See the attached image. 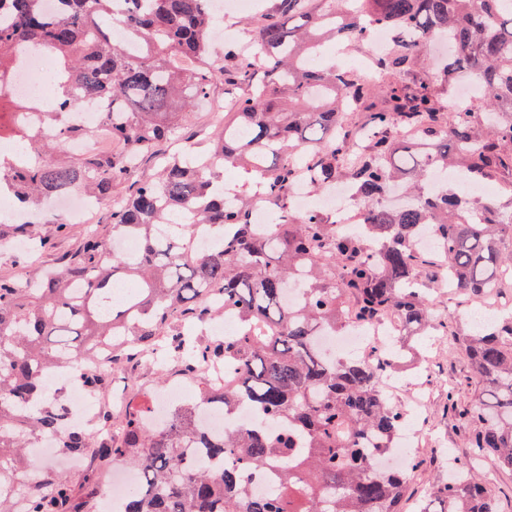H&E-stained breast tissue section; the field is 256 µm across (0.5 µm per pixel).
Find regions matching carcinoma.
Segmentation results:
<instances>
[{
    "label": "carcinoma",
    "mask_w": 512,
    "mask_h": 512,
    "mask_svg": "<svg viewBox=\"0 0 512 512\" xmlns=\"http://www.w3.org/2000/svg\"><path fill=\"white\" fill-rule=\"evenodd\" d=\"M40 2L0 0V102L14 105L0 137L8 134L29 156L0 154V189L60 234L71 225L42 211L43 199L82 191L120 202L108 232L87 234L35 287L0 277V489L20 491L24 512H80L78 490L98 492L89 473L78 485L58 472L47 475V488L29 480L22 453L35 438L58 435L69 414L43 374L71 369L88 394H98L109 376L90 363L110 344L118 354L177 358L187 373L206 356L231 373L224 389L198 390L166 424L146 427L151 408L141 406L128 411L118 441L100 444L81 427L60 437L61 448L139 470L122 512H403L411 475L380 468L403 418L381 383L401 353L382 363L336 357L320 349L319 333L388 314L407 333L430 327V260L417 250L426 233L441 241L456 292L477 297L512 276V211L493 197L425 190L438 169L460 185L495 182L512 202V0H274L273 13L252 29L257 64L234 47L224 61L211 59L210 36L224 16L210 0H123L120 15L116 0H62L53 16ZM115 26L128 41L107 35ZM372 27L390 32L374 62L383 88L349 68L309 66L325 43L364 44ZM439 38L455 55L438 75L451 86L468 74L480 88L478 103L461 111L448 109L438 79L419 70ZM24 44L51 55L62 89L38 133L24 117L29 102L10 90L14 53ZM219 95L231 98L232 111L200 151L179 116ZM104 98L111 111L99 128L68 124V113ZM98 131L112 138V150H64L68 139ZM177 137L189 142L186 151L157 150ZM147 155L157 173L137 179L129 166ZM229 166L269 196L267 229H256L247 199L228 201L215 173ZM301 170L316 192L353 188L363 203L362 234L339 232L322 211L291 207ZM392 187L408 204L384 202ZM190 224L214 226L223 243L198 252ZM116 234L136 237L138 256L106 254ZM6 236L28 239L35 250L48 245L29 224L9 225L0 241ZM294 286L304 296L296 307L288 301ZM211 292L244 331L202 344L170 317L207 321ZM453 340L480 395L460 410L450 393L448 408L474 427L466 442L473 455L512 470V309ZM242 402L259 412L256 425L218 437L195 417L202 406L230 411ZM256 470L277 474L273 491L249 486ZM454 471L460 481L436 485L421 512H500L473 467L461 462Z\"/></svg>",
    "instance_id": "1"
}]
</instances>
